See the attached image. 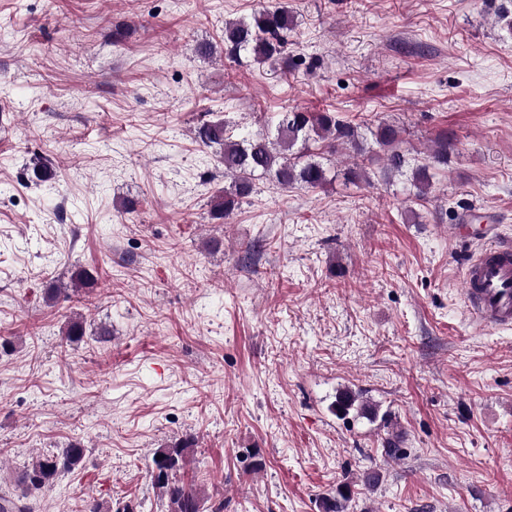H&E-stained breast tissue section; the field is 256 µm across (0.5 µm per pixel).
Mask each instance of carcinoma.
Instances as JSON below:
<instances>
[{
    "label": "carcinoma",
    "mask_w": 512,
    "mask_h": 512,
    "mask_svg": "<svg viewBox=\"0 0 512 512\" xmlns=\"http://www.w3.org/2000/svg\"><path fill=\"white\" fill-rule=\"evenodd\" d=\"M495 24L512 35V0H499L494 9ZM295 25V16L286 5L262 9L246 18L224 21V56L240 62L250 58L261 64L280 62L288 66L285 48L288 32ZM375 143L384 151L383 171L387 176H400L409 183L407 200L426 199L432 186L430 169L446 168L455 151L452 134H440L431 146L427 162L422 163L400 147L401 128L380 122L371 129ZM196 142L205 147H219L224 179L228 185L210 200L211 219L224 224L255 191L256 182L270 177L288 189L295 185L322 187L328 182L327 168L318 156L304 155L296 146L309 141L321 143L323 153L334 156L339 148L353 154L364 152L358 126L339 120L333 112H309L291 109L282 113L271 138L261 133L232 140L224 135V122L207 121L193 130ZM36 185H50L56 178L55 168L43 157H34L27 167ZM71 287L63 285L48 289L46 300L54 303L69 298L79 288H95L99 274L95 270L77 268L70 278ZM87 322L81 315L72 317L65 328L66 342L74 345L86 335ZM195 446V438L182 435L156 449L152 460V479L158 489L165 512H202V496L195 488L177 478L186 457ZM84 445L74 442L61 452L40 453L32 457L15 479L13 491L0 495V512H38L44 493L55 486L57 479L78 467L84 456ZM352 496L349 482L336 487L335 494L321 499V512H346Z\"/></svg>",
    "instance_id": "1"
}]
</instances>
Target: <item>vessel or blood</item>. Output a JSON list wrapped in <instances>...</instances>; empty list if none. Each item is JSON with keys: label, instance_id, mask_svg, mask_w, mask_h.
<instances>
[{"label": "vessel or blood", "instance_id": "obj_1", "mask_svg": "<svg viewBox=\"0 0 512 512\" xmlns=\"http://www.w3.org/2000/svg\"><path fill=\"white\" fill-rule=\"evenodd\" d=\"M457 238L479 242L465 273V300L482 325L512 327V246L490 243L484 227L456 226Z\"/></svg>", "mask_w": 512, "mask_h": 512}]
</instances>
